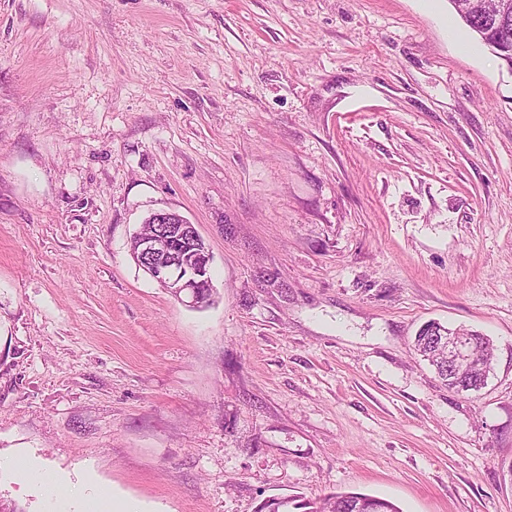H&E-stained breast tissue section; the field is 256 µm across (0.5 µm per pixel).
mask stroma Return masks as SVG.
Here are the masks:
<instances>
[{"mask_svg":"<svg viewBox=\"0 0 512 512\" xmlns=\"http://www.w3.org/2000/svg\"><path fill=\"white\" fill-rule=\"evenodd\" d=\"M195 224L212 296L132 260ZM478 332L448 390L412 347ZM145 512H512V70L449 0H0V457ZM0 502L49 512L0 469ZM295 507L288 505V512H400L393 502L358 493H336L318 500H297L292 498Z\"/></svg>","mask_w":512,"mask_h":512,"instance_id":"35a3bbf8","label":"stroma"}]
</instances>
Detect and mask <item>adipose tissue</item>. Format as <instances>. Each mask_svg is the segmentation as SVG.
Listing matches in <instances>:
<instances>
[{"label":"adipose tissue","mask_w":512,"mask_h":512,"mask_svg":"<svg viewBox=\"0 0 512 512\" xmlns=\"http://www.w3.org/2000/svg\"><path fill=\"white\" fill-rule=\"evenodd\" d=\"M0 467L13 468L19 472L22 480L39 483L52 504L51 512H141L136 501L115 497L105 486L95 487L76 498L61 489L48 472L26 469L20 462L8 459H1Z\"/></svg>","instance_id":"ef3b65f1"}]
</instances>
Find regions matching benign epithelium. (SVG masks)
Listing matches in <instances>:
<instances>
[{"label": "benign epithelium", "instance_id": "benign-epithelium-1", "mask_svg": "<svg viewBox=\"0 0 512 512\" xmlns=\"http://www.w3.org/2000/svg\"><path fill=\"white\" fill-rule=\"evenodd\" d=\"M178 214L157 211L149 220L161 225V230L135 235L131 255L136 265L167 289L175 298L195 307L203 303L209 287L204 270L209 268L212 255L195 225L187 220L175 222ZM434 338L448 347V367L472 360L474 334L458 329H441Z\"/></svg>", "mask_w": 512, "mask_h": 512}]
</instances>
